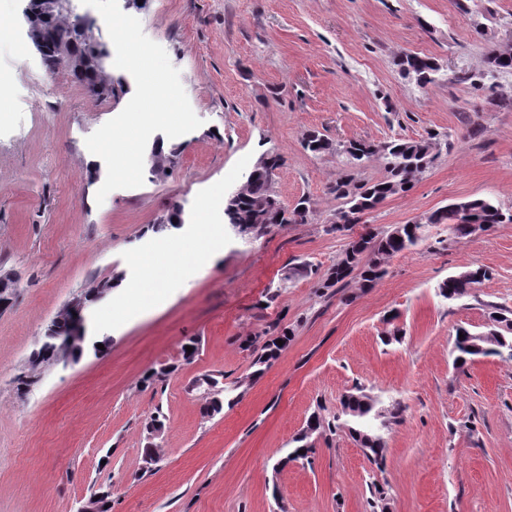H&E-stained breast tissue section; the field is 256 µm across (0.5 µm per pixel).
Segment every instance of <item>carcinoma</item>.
Listing matches in <instances>:
<instances>
[{"label": "carcinoma", "mask_w": 512, "mask_h": 512, "mask_svg": "<svg viewBox=\"0 0 512 512\" xmlns=\"http://www.w3.org/2000/svg\"><path fill=\"white\" fill-rule=\"evenodd\" d=\"M80 13L68 6L64 0H43L41 18L33 24V35L43 38L42 65L49 71L57 70V57L67 49L76 53L83 61L81 74H73L72 79L92 96L102 100H118L128 92V83L122 76H114L107 71L106 61L110 56L109 44L105 39L93 41L82 37L79 23ZM487 66L501 72L512 71V52L492 47L485 54ZM399 66L405 75L413 76L417 83L425 87L435 81L437 66L426 56L417 53H404L399 58ZM432 139L406 140L393 138L378 144L366 141H350L340 145L338 152L345 158L346 169L331 187V193L342 201V214L347 224L359 223L361 217L376 210L388 198L410 191L419 179L432 167L437 154L433 152ZM304 147L312 153L321 154L333 150V144L324 136L310 132L304 138ZM182 152V146L172 144L168 151L155 145L151 154L160 162L159 168L151 175L156 176L175 164ZM374 157L385 161L384 174L372 182L355 180L352 170L362 167ZM236 198L225 203L224 219L233 226L246 224L247 218L258 204L271 193L266 172L253 168L245 180L235 189ZM311 213V201L300 200L292 208L270 212L265 217L268 224H306ZM433 224H446L458 239L472 235L471 225L484 224L491 227L505 221L512 222V214L489 198L462 200L435 210L430 216ZM185 223L184 207L178 202L171 204L165 220L151 225V231L161 233ZM423 240L421 225L401 224L384 233L367 231L351 240L341 260L321 278V287L336 288L349 275L356 274L361 287L370 288L386 273L384 259L400 255ZM490 277L484 267L469 268L451 276L438 285V295L453 301L471 295L474 288ZM17 288V276L11 270L0 269V298L12 297ZM497 317L500 332L494 330L477 344L469 343L470 332L462 330L464 338L456 339L455 368L462 370L476 356H507L512 359V311L497 308L492 312ZM66 319L62 318L45 330V337L28 357L21 374L15 377L16 389L26 393L27 389L39 380V370L65 358H75L82 353L79 348H68L63 342L67 332ZM283 345H278V341ZM289 331L283 329L277 336L268 338L253 359L254 374L261 375L288 344ZM213 390L205 413L209 417L219 415L224 410V387L218 379L206 376ZM404 412L399 401H393L390 408L380 407V401L365 395L362 390L348 392L341 400V413L327 420L313 413L307 421L306 430L292 440V448L277 462L283 465L290 461L307 460L313 453L310 437L326 430L345 429L359 443L367 458L380 465L384 460L385 441L382 429L385 418H398Z\"/></svg>", "instance_id": "1"}]
</instances>
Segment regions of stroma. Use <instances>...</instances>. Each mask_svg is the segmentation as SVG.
Masks as SVG:
<instances>
[{"instance_id":"stroma-1","label":"stroma","mask_w":512,"mask_h":512,"mask_svg":"<svg viewBox=\"0 0 512 512\" xmlns=\"http://www.w3.org/2000/svg\"><path fill=\"white\" fill-rule=\"evenodd\" d=\"M21 0H0V266L18 275L0 311V512H76L92 488L112 512H512V360L453 364L458 328L493 330L491 306L512 310V223L456 239L445 224L389 260L373 287L357 276L323 288L294 270L336 265L352 237L383 232L467 198L512 211V72L485 64L489 46L512 43V0H147L135 16L167 52L199 128L165 175L97 203L106 165L85 139L126 99L90 96L49 73L29 47ZM433 58L440 79L404 76L402 53ZM312 130L333 144L434 138L437 158L406 194L351 230L337 231L329 188L336 153L314 154ZM283 163L273 190L286 205L309 197L305 224L240 235L219 195L261 155ZM224 236L218 260L183 270L207 198ZM182 227L159 234L171 202ZM163 281L154 302L113 314L109 297L86 311V333L110 345L46 366L18 393L14 379L47 324L73 296L114 275L137 282L142 255ZM492 276L451 302L437 293L472 265ZM290 341L254 376V337L272 325ZM400 339L385 344L387 332ZM199 341L184 359L188 339ZM166 381L144 387L152 369ZM222 374L231 406L208 418L194 380ZM362 386L402 402L375 465L339 430L315 436L309 459L277 468L312 413L333 418ZM160 416L163 462L142 471L145 424Z\"/></svg>"}]
</instances>
